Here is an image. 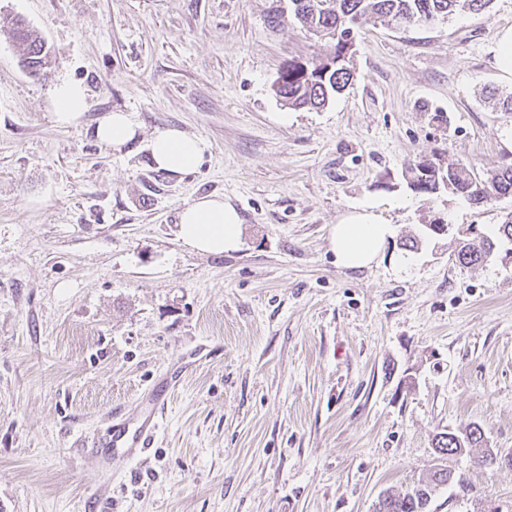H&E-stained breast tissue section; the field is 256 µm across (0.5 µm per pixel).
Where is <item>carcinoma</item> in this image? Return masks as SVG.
<instances>
[{
    "label": "carcinoma",
    "instance_id": "1",
    "mask_svg": "<svg viewBox=\"0 0 512 512\" xmlns=\"http://www.w3.org/2000/svg\"><path fill=\"white\" fill-rule=\"evenodd\" d=\"M299 23L324 41L325 54L308 62L290 61L278 77L279 95L293 108H320L330 97L343 90L353 74L349 68L352 41L346 32L351 26L363 28L386 24L409 28L435 24L460 12L480 13L487 10L492 0H290ZM0 32L7 35L21 48V63L38 74L48 68L50 53L45 41L30 30L22 20L13 19L0 25ZM408 180L417 193L434 194L444 188L461 195L473 204L488 203L502 196H512V164L504 165L482 178L461 168H447L432 161H420L408 169ZM466 251L457 252L459 264L470 267L486 261L501 244L512 243V213L491 235L480 232L468 238ZM433 445L443 463L420 479L410 490L388 492L379 501L377 512H427L432 492L436 487L454 482L465 490L469 483L445 461L482 449L477 458L480 466L496 464L487 449L483 428L477 424L461 432H437Z\"/></svg>",
    "mask_w": 512,
    "mask_h": 512
}]
</instances>
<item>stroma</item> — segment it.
I'll return each mask as SVG.
<instances>
[{"label":"stroma","mask_w":512,"mask_h":512,"mask_svg":"<svg viewBox=\"0 0 512 512\" xmlns=\"http://www.w3.org/2000/svg\"><path fill=\"white\" fill-rule=\"evenodd\" d=\"M14 16L53 64L30 73L0 35V512H374L430 472L435 433L476 423L512 454V261L454 257L456 230H494L512 196L407 179L421 159L512 163V113L487 99L512 93L496 65L512 0L361 30L350 85L318 110L275 90L323 52L289 0H0ZM68 81L87 104L63 126ZM116 111L139 127L120 151L95 136ZM167 127L208 141L195 171L155 169ZM203 195L239 212L237 249L180 239ZM364 205L394 236L339 267L331 226ZM153 388L146 453L81 450ZM451 464L471 489L438 488L429 512H512V467ZM52 105L56 121L72 125L80 121L86 107V91L83 85L64 82L53 91Z\"/></svg>","instance_id":"obj_1"}]
</instances>
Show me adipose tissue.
Here are the masks:
<instances>
[{"label":"adipose tissue","instance_id":"1","mask_svg":"<svg viewBox=\"0 0 512 512\" xmlns=\"http://www.w3.org/2000/svg\"><path fill=\"white\" fill-rule=\"evenodd\" d=\"M56 121L62 125L78 123L86 107L83 85L64 82L53 91ZM151 157L157 168L182 174L193 171L209 150L208 142L175 127L159 130L153 136ZM242 218L223 197L206 195L186 204L179 216V236L197 251L220 256L235 250ZM392 227L367 205L341 215L331 228V247L338 266L361 269L372 265L383 254Z\"/></svg>","mask_w":512,"mask_h":512}]
</instances>
